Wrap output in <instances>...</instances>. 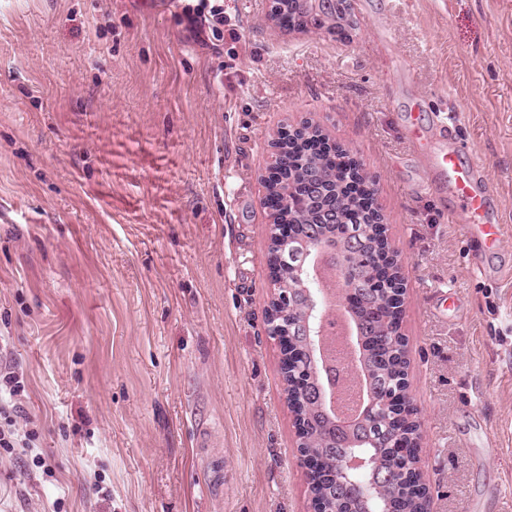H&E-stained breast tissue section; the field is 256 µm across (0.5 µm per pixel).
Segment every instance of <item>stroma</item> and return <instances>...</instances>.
Instances as JSON below:
<instances>
[{
  "label": "stroma",
  "instance_id": "obj_1",
  "mask_svg": "<svg viewBox=\"0 0 512 512\" xmlns=\"http://www.w3.org/2000/svg\"><path fill=\"white\" fill-rule=\"evenodd\" d=\"M345 32L224 0H0V363L46 466L0 449V512H309L259 205L307 120L376 188L431 512H512V231L476 271L426 185L452 118L512 228V0H348ZM196 5L190 3L184 4L182 9L190 18L193 24L200 23V32H202V25L209 29L216 28L215 24L224 23V7L220 4L210 6V2H223L221 0H197Z\"/></svg>",
  "mask_w": 512,
  "mask_h": 512
}]
</instances>
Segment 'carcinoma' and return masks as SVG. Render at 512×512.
<instances>
[{
    "instance_id": "1",
    "label": "carcinoma",
    "mask_w": 512,
    "mask_h": 512,
    "mask_svg": "<svg viewBox=\"0 0 512 512\" xmlns=\"http://www.w3.org/2000/svg\"><path fill=\"white\" fill-rule=\"evenodd\" d=\"M277 17L279 24L290 28L326 24L290 4L279 8ZM326 139L323 130L309 124L303 131L279 141L280 154L288 157L282 179L296 184L299 192L305 181L313 179L322 192L302 200L281 194L279 182H273L270 191L276 199L277 219L286 222L291 233L271 236L267 257L276 259L290 250L300 255L313 238L321 237L341 257L345 285L354 288L368 284L354 307L363 349L356 379L378 402L357 426L358 434L369 440L366 451L374 458L373 467L363 473L361 480L373 482L375 497L386 512H420L421 488L408 474L414 469L415 459L404 455L420 440V423L385 403L390 393L407 389L404 337L393 328L403 281L394 265L386 264L384 258L383 234L387 229L379 228V217L372 208L373 183L359 176L347 154L330 153ZM329 205L336 208V223L322 224L321 213ZM295 266L294 262L282 264L277 292H288V303L278 309L269 335L291 338L290 356L286 357L282 374L292 413L303 430L302 450L313 462L311 493L322 500L328 512H339L341 508L358 512V505L345 498L343 485L336 481V471L348 451L335 442L332 422L312 401L319 378L304 336L303 322L329 331L336 320L323 321L318 315H307L308 297L319 294V284L312 276L298 273Z\"/></svg>"
}]
</instances>
